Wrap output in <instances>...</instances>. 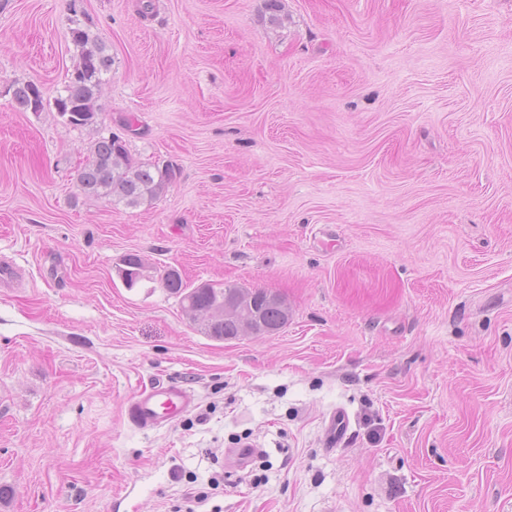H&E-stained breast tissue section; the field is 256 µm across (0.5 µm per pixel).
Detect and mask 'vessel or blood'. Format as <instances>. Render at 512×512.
<instances>
[{"mask_svg": "<svg viewBox=\"0 0 512 512\" xmlns=\"http://www.w3.org/2000/svg\"><path fill=\"white\" fill-rule=\"evenodd\" d=\"M196 404L193 390L172 383L155 382L140 389L125 407L127 421L142 430L157 429L185 416ZM350 416L345 409L333 411L325 431V444L334 448L345 443Z\"/></svg>", "mask_w": 512, "mask_h": 512, "instance_id": "b4317fda", "label": "vessel or blood"}]
</instances>
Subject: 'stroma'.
I'll list each match as a JSON object with an SVG mask.
<instances>
[{
    "label": "stroma",
    "instance_id": "35a3bbf8",
    "mask_svg": "<svg viewBox=\"0 0 512 512\" xmlns=\"http://www.w3.org/2000/svg\"><path fill=\"white\" fill-rule=\"evenodd\" d=\"M141 3L79 4L100 128L177 169L127 208L81 193L88 130L13 100L70 76L69 0H0V512H179L213 478L207 512H512V0ZM170 269L288 322L212 340ZM158 377L197 403L144 431ZM350 428V416L344 408H337L328 419L325 431V445L328 448L338 447L345 443Z\"/></svg>",
    "mask_w": 512,
    "mask_h": 512
}]
</instances>
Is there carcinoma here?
Segmentation results:
<instances>
[{
  "instance_id": "obj_1",
  "label": "carcinoma",
  "mask_w": 512,
  "mask_h": 512,
  "mask_svg": "<svg viewBox=\"0 0 512 512\" xmlns=\"http://www.w3.org/2000/svg\"><path fill=\"white\" fill-rule=\"evenodd\" d=\"M77 0H70L69 35L77 50L79 65L71 73L64 93L49 101L33 83L17 86L15 103L22 109L42 112L52 108L75 128H91L98 124L104 75L112 69V55L91 28L75 16ZM177 177L174 166L145 163L135 159L120 135H97L87 148V155L78 172V186L87 197L108 198L112 204L137 208L150 204ZM166 290L179 297L184 313L193 318L206 315L201 332L217 341L235 339L243 334L236 322L224 319V294L208 288H197L183 281L180 275H163ZM261 332L277 330L288 322V310L282 298L265 289L251 290Z\"/></svg>"
}]
</instances>
